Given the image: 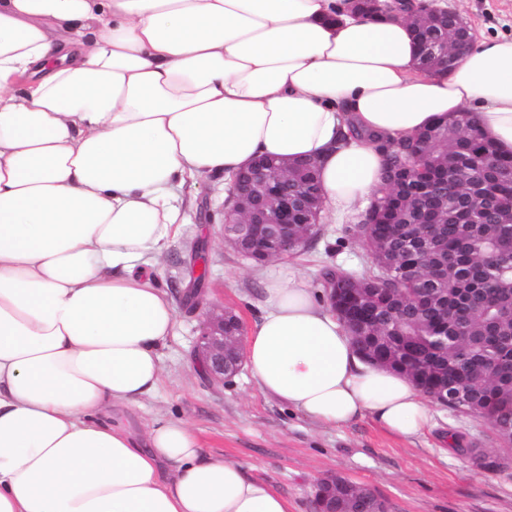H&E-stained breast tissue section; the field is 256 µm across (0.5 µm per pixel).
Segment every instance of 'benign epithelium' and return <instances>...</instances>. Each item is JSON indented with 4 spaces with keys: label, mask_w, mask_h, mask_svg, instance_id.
<instances>
[{
    "label": "benign epithelium",
    "mask_w": 512,
    "mask_h": 512,
    "mask_svg": "<svg viewBox=\"0 0 512 512\" xmlns=\"http://www.w3.org/2000/svg\"><path fill=\"white\" fill-rule=\"evenodd\" d=\"M448 44L429 51L435 65L452 67L470 43L469 30L457 13L447 11ZM295 165L281 164L277 179L270 180L253 170L235 176L223 206L222 237L236 252L264 264L288 255L304 237L288 232V212L297 210L308 217L321 209L319 196L305 192L288 198V179ZM240 322L231 311L210 313L202 323L194 353L205 363L212 380L222 383L237 375L244 365V346ZM330 477L315 487V512H335L330 507L327 488Z\"/></svg>",
    "instance_id": "obj_1"
}]
</instances>
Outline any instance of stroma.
<instances>
[{"label":"stroma","mask_w":512,"mask_h":512,"mask_svg":"<svg viewBox=\"0 0 512 512\" xmlns=\"http://www.w3.org/2000/svg\"><path fill=\"white\" fill-rule=\"evenodd\" d=\"M430 2L460 14L474 36L512 35V0ZM224 200L219 178L190 179L177 190L185 222L158 266L177 314L175 334L162 351V383L140 405L113 408V420L137 435L158 421H188L207 452L270 483L289 512H313L314 486L327 474L370 487L390 502L391 512H512V450L499 447L489 428L472 418L437 405L430 427L404 439L367 416L341 427L319 426L263 394L246 368L224 384L211 381L194 356L208 310H232L249 327L261 312L267 278L298 270L316 289L323 266L358 270L371 262L356 242L339 239L342 225L355 220L349 213L323 215L324 233L306 249L252 263L222 242ZM452 433L485 449L492 467H477L450 450Z\"/></svg>","instance_id":"stroma-1"}]
</instances>
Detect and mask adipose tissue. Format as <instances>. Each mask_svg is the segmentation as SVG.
Masks as SVG:
<instances>
[{
    "mask_svg": "<svg viewBox=\"0 0 512 512\" xmlns=\"http://www.w3.org/2000/svg\"><path fill=\"white\" fill-rule=\"evenodd\" d=\"M459 112L512 157V36L423 71L405 19L343 0H0V512H288L187 421L138 439L112 420L158 389L174 334L147 268L182 222L172 189L311 159L348 213L381 183V141ZM351 124L364 138L342 141ZM264 295L244 344L263 393L325 427L429 426L303 275Z\"/></svg>",
    "mask_w": 512,
    "mask_h": 512,
    "instance_id": "1",
    "label": "adipose tissue"
}]
</instances>
